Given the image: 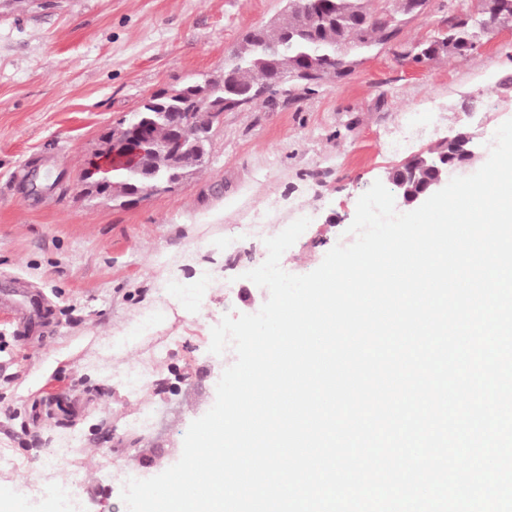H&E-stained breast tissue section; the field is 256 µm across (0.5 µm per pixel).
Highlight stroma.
I'll use <instances>...</instances> for the list:
<instances>
[{
	"label": "stroma",
	"mask_w": 512,
	"mask_h": 512,
	"mask_svg": "<svg viewBox=\"0 0 512 512\" xmlns=\"http://www.w3.org/2000/svg\"><path fill=\"white\" fill-rule=\"evenodd\" d=\"M476 9L432 0L395 49L349 76L225 113L202 173L121 208L74 189L101 136L146 95L222 75L225 54L285 0H0V277L46 295L51 335L48 350L24 352L0 315V501L18 480L45 481L71 435L68 469L95 481L77 488L83 512H127V474L177 463L190 424L215 403L228 363L210 351L212 327L268 300L245 277L266 260L265 237L309 218L280 260L304 275L353 242L358 199L392 168L460 129L477 146L468 173L484 165L512 119V27L463 58L399 56ZM405 124V148L387 152ZM257 211L264 235L226 251ZM131 357L170 386L133 396L116 372Z\"/></svg>",
	"instance_id": "obj_1"
}]
</instances>
